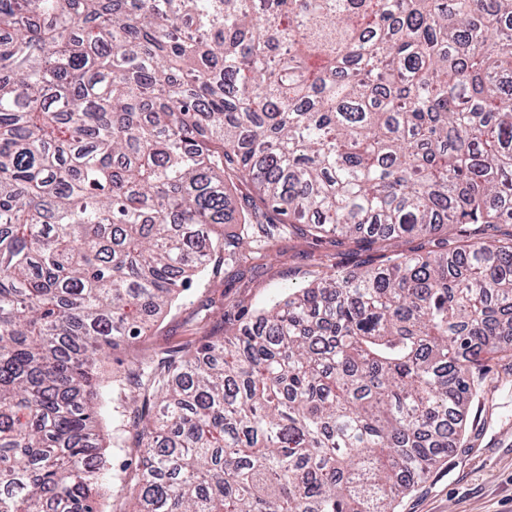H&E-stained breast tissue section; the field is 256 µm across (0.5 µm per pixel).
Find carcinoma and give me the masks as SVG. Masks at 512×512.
Segmentation results:
<instances>
[{"mask_svg": "<svg viewBox=\"0 0 512 512\" xmlns=\"http://www.w3.org/2000/svg\"><path fill=\"white\" fill-rule=\"evenodd\" d=\"M511 224L512 0H0V512H103L96 365L215 255L449 225L118 383L134 512H395L493 414ZM227 187L233 199V203L240 213L249 203H251L252 199L258 201V192L250 184H242L234 180L232 182L229 181L227 183Z\"/></svg>", "mask_w": 512, "mask_h": 512, "instance_id": "1", "label": "carcinoma"}]
</instances>
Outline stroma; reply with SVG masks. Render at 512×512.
I'll use <instances>...</instances> for the list:
<instances>
[{
	"label": "stroma",
	"mask_w": 512,
	"mask_h": 512,
	"mask_svg": "<svg viewBox=\"0 0 512 512\" xmlns=\"http://www.w3.org/2000/svg\"><path fill=\"white\" fill-rule=\"evenodd\" d=\"M277 254L243 270L213 261L146 335L113 350L100 366L114 380L131 361L197 344L236 325L238 311L257 312L322 276L327 249L309 238L283 235ZM491 376L509 391L495 416L472 405L460 447L449 449L427 479L402 494L396 512H512V368L490 361Z\"/></svg>",
	"instance_id": "1"
}]
</instances>
